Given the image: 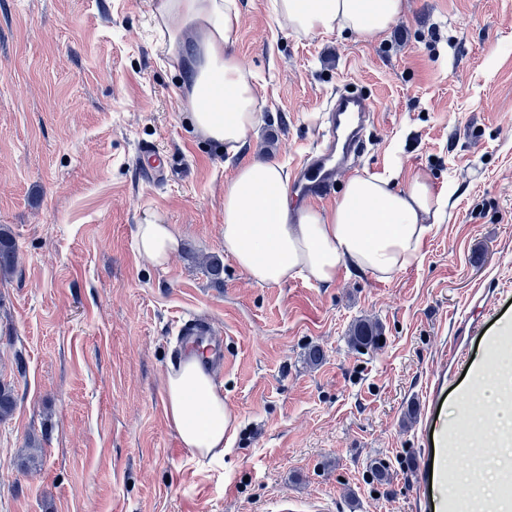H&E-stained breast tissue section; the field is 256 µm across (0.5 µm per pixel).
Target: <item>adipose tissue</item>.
Masks as SVG:
<instances>
[{
	"instance_id": "obj_1",
	"label": "adipose tissue",
	"mask_w": 512,
	"mask_h": 512,
	"mask_svg": "<svg viewBox=\"0 0 512 512\" xmlns=\"http://www.w3.org/2000/svg\"><path fill=\"white\" fill-rule=\"evenodd\" d=\"M277 14L296 33L387 31L402 0H275ZM168 53L187 75L181 91L191 127L230 155L240 154L258 122L254 75L231 53L240 26L236 0H163L154 17ZM444 206L428 175L414 174L405 189L391 178L351 177L330 211L293 204L283 166L268 158L242 160L224 187V252L259 284L302 276L333 284L341 272L390 279L419 254L428 218ZM179 242L170 225L149 215L136 247L166 267ZM165 410L186 447L209 455L223 447L236 420L198 360L170 372ZM441 442L482 448L479 466L458 482L431 476L436 512H475V503L504 508L503 478L512 474V325L503 324L483 363L456 401Z\"/></svg>"
}]
</instances>
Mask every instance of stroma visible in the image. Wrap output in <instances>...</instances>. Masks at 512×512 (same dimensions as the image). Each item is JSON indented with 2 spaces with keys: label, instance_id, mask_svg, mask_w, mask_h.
I'll return each mask as SVG.
<instances>
[{
  "label": "stroma",
  "instance_id": "35a3bbf8",
  "mask_svg": "<svg viewBox=\"0 0 512 512\" xmlns=\"http://www.w3.org/2000/svg\"><path fill=\"white\" fill-rule=\"evenodd\" d=\"M160 2L0 0V225L19 255L0 279V381L17 399L0 512H432L419 475L437 453L457 471L459 449L434 439L470 381L448 348L477 363L512 322V0H403L362 36L299 35L274 0H237L232 51L261 104L244 157L293 169L351 87L375 110L356 173L401 189L421 171L448 197L413 263L330 286L262 285L225 256L238 159L186 122ZM144 142L166 180H144ZM149 213L180 240L163 269L135 245ZM191 315L227 343L213 382L237 422L205 459L165 412ZM362 320L381 325L376 348L349 344Z\"/></svg>",
  "mask_w": 512,
  "mask_h": 512
}]
</instances>
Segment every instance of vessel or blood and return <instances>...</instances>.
<instances>
[{"instance_id": "obj_1", "label": "vessel or blood", "mask_w": 512, "mask_h": 512, "mask_svg": "<svg viewBox=\"0 0 512 512\" xmlns=\"http://www.w3.org/2000/svg\"><path fill=\"white\" fill-rule=\"evenodd\" d=\"M373 116V107L368 100L343 91L336 92L325 108L322 134L294 170L291 185L295 193L307 197L327 194L360 151L364 131ZM140 152L149 159L145 179L150 182L164 179L168 170L167 160L149 144L142 145ZM179 333L186 347L206 343L212 368H223L227 359L224 339L213 335L209 324L190 319L181 324Z\"/></svg>"}]
</instances>
